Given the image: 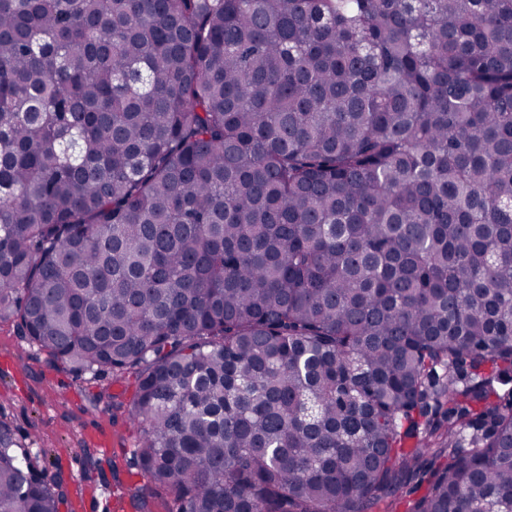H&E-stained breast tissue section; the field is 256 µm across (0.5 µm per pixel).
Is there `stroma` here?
Wrapping results in <instances>:
<instances>
[{
	"mask_svg": "<svg viewBox=\"0 0 512 512\" xmlns=\"http://www.w3.org/2000/svg\"><path fill=\"white\" fill-rule=\"evenodd\" d=\"M135 391L134 375L75 373L32 347L15 322H0V420L44 480L65 491L59 512H74L76 485L86 486L90 512H113L114 492L143 483L130 464Z\"/></svg>",
	"mask_w": 512,
	"mask_h": 512,
	"instance_id": "obj_1",
	"label": "stroma"
}]
</instances>
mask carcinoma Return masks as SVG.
Wrapping results in <instances>:
<instances>
[{
	"instance_id": "carcinoma-1",
	"label": "carcinoma",
	"mask_w": 512,
	"mask_h": 512,
	"mask_svg": "<svg viewBox=\"0 0 512 512\" xmlns=\"http://www.w3.org/2000/svg\"><path fill=\"white\" fill-rule=\"evenodd\" d=\"M7 319L139 512H512V0H0Z\"/></svg>"
}]
</instances>
